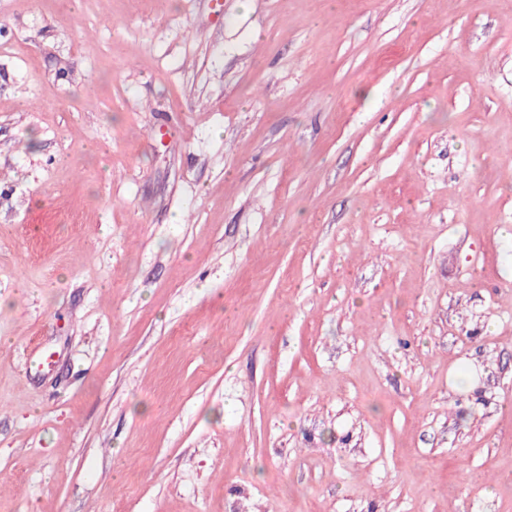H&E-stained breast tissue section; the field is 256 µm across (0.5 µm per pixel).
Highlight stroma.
Returning <instances> with one entry per match:
<instances>
[{
	"instance_id": "obj_1",
	"label": "stroma",
	"mask_w": 512,
	"mask_h": 512,
	"mask_svg": "<svg viewBox=\"0 0 512 512\" xmlns=\"http://www.w3.org/2000/svg\"><path fill=\"white\" fill-rule=\"evenodd\" d=\"M0 512H512V0H0Z\"/></svg>"
}]
</instances>
